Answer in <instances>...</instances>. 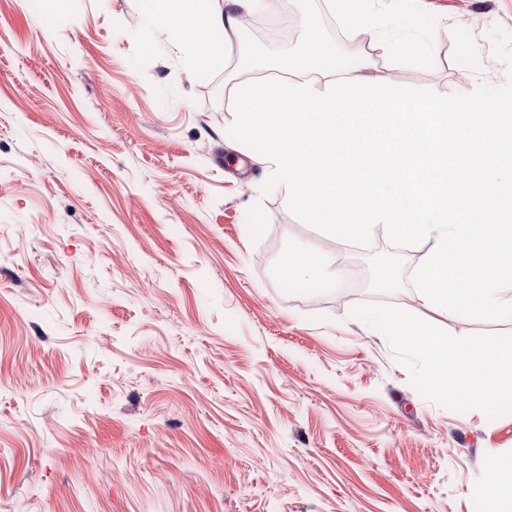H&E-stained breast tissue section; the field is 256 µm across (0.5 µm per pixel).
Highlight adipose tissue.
I'll return each mask as SVG.
<instances>
[{
    "instance_id": "obj_1",
    "label": "adipose tissue",
    "mask_w": 512,
    "mask_h": 512,
    "mask_svg": "<svg viewBox=\"0 0 512 512\" xmlns=\"http://www.w3.org/2000/svg\"><path fill=\"white\" fill-rule=\"evenodd\" d=\"M157 27L170 34L192 58L196 68L208 71L224 62V47L237 33V9L244 0H141ZM382 330L410 345L429 363L428 389L454 394L479 405L512 399V362L477 342L439 341L419 319L380 312Z\"/></svg>"
}]
</instances>
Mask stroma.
Listing matches in <instances>:
<instances>
[{
    "instance_id": "1",
    "label": "stroma",
    "mask_w": 512,
    "mask_h": 512,
    "mask_svg": "<svg viewBox=\"0 0 512 512\" xmlns=\"http://www.w3.org/2000/svg\"><path fill=\"white\" fill-rule=\"evenodd\" d=\"M436 93L504 82L512 0H418ZM232 55L195 71L140 0H0V512H484L512 400L425 386L371 309L448 342L512 321L423 304L428 249L306 225L234 140ZM310 252L329 288L289 280Z\"/></svg>"
}]
</instances>
